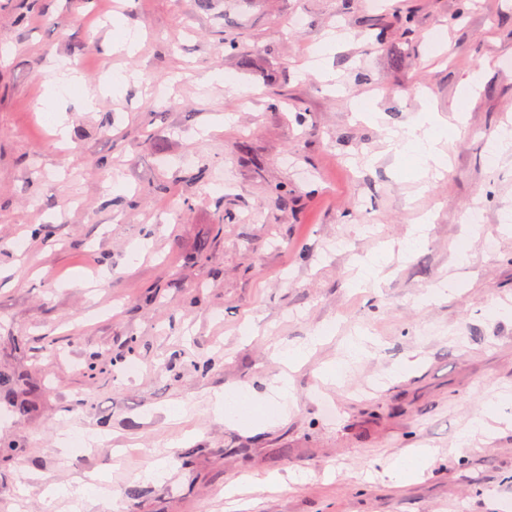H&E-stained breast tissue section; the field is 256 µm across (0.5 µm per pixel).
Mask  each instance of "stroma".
Segmentation results:
<instances>
[{
	"label": "stroma",
	"instance_id": "1",
	"mask_svg": "<svg viewBox=\"0 0 512 512\" xmlns=\"http://www.w3.org/2000/svg\"><path fill=\"white\" fill-rule=\"evenodd\" d=\"M126 30L136 53L104 56ZM61 60L81 74L56 104L64 144L38 118ZM367 94L375 124L356 117ZM426 107L447 121L434 178L383 141ZM505 128L512 0H0V373L36 405L0 400V446L18 449L0 461V512H71L52 490L85 475L83 512H501L512 145L491 166L485 139ZM425 214L424 243L401 249ZM381 258L380 288L352 292ZM446 279L457 291L420 302ZM319 333L284 419L225 423L216 393L250 385L275 413L276 352ZM489 412L494 436L460 446ZM76 433L94 439L80 458L60 444ZM421 445L428 467L393 482L390 462ZM272 472L301 480L272 493Z\"/></svg>",
	"mask_w": 512,
	"mask_h": 512
}]
</instances>
